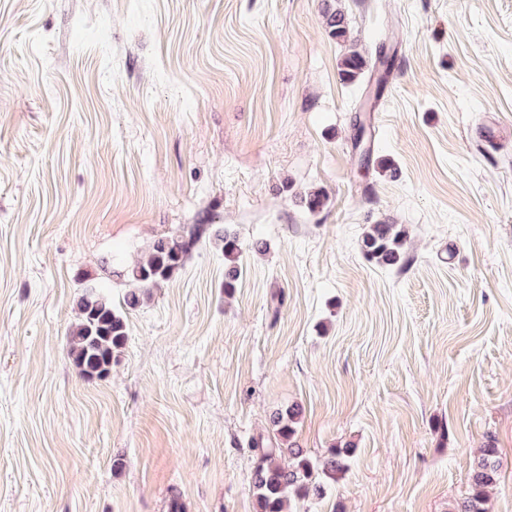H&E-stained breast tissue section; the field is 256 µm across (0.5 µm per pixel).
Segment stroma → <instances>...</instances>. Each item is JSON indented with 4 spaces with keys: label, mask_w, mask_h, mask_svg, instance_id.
Here are the masks:
<instances>
[{
    "label": "stroma",
    "mask_w": 512,
    "mask_h": 512,
    "mask_svg": "<svg viewBox=\"0 0 512 512\" xmlns=\"http://www.w3.org/2000/svg\"><path fill=\"white\" fill-rule=\"evenodd\" d=\"M332 2L350 42L322 0H0V512H257L251 441L295 404L311 459L351 449L296 512H454L491 438L512 512V0ZM382 40L368 110L340 62ZM383 219L404 266L360 249ZM196 224L245 246L233 288L204 238L125 307ZM91 282L128 330L102 380L65 347ZM324 24L331 37L347 42L350 34L348 18L344 11L326 5L323 12ZM203 231V225L199 224L188 234L173 233L156 239L146 257L127 271L133 288L126 293L124 304L129 308L138 306L149 288L171 280L200 242Z\"/></svg>",
    "instance_id": "obj_1"
}]
</instances>
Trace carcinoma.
I'll return each instance as SVG.
<instances>
[{
  "mask_svg": "<svg viewBox=\"0 0 512 512\" xmlns=\"http://www.w3.org/2000/svg\"><path fill=\"white\" fill-rule=\"evenodd\" d=\"M323 18L331 37L348 41L350 30L344 11L328 5ZM370 71L371 61L356 50L347 53L340 63V75L346 82H353ZM303 202L309 212L319 213L327 207L329 196L321 189H314L304 195ZM203 231V225L199 224L185 235L173 233L156 239L146 257L127 271L132 288L126 293L124 304L129 308L139 305L148 289L171 280L200 242ZM407 237L404 225L379 221L367 225L360 248L368 261L394 267L407 262ZM213 238L224 254V287L231 288L239 273L242 246L227 230H216ZM76 308L77 322L66 342L68 359L84 377L104 379L110 373L115 354L127 341L125 318L113 307L106 292L94 284L84 286ZM301 413L297 405L276 413L270 423L272 437L252 440L256 452L253 487L257 512H291V503L295 500L321 498L327 493L328 481L347 469L344 452L333 449L314 462L292 441ZM498 478V448L491 438L473 467L470 494L460 512H487V489L496 484Z\"/></svg>",
  "mask_w": 512,
  "mask_h": 512,
  "instance_id": "obj_1",
  "label": "carcinoma"
}]
</instances>
